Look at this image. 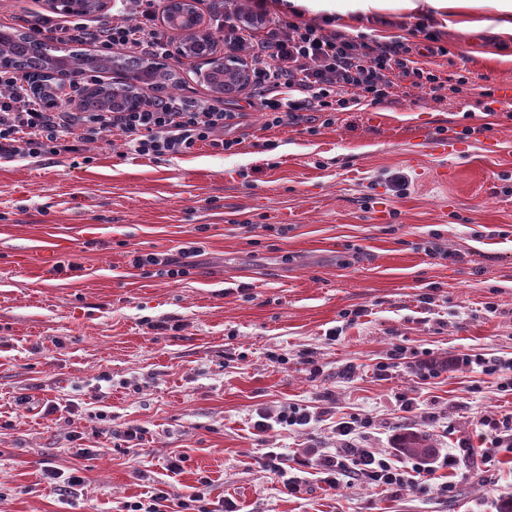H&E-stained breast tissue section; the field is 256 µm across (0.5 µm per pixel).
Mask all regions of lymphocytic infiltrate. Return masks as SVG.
<instances>
[{
    "instance_id": "obj_1",
    "label": "lymphocytic infiltrate",
    "mask_w": 512,
    "mask_h": 512,
    "mask_svg": "<svg viewBox=\"0 0 512 512\" xmlns=\"http://www.w3.org/2000/svg\"><path fill=\"white\" fill-rule=\"evenodd\" d=\"M156 0H113L112 18L94 28L85 21H66L56 30L61 42L98 45L101 52L119 47L127 53L167 56L166 40L155 28ZM254 11L227 9L218 22L231 52L250 57L248 85L252 102L263 114L264 125L310 123L321 119L334 124L335 115L364 105L389 101L396 78L410 79L413 86L442 88L440 73L423 66L412 46L400 40L370 44L364 36L326 31L317 23L281 21L264 23L265 0H255ZM248 118L240 109L216 99H183L143 96L132 111L78 112L47 103L43 94L26 87L23 77L0 71V159L15 157L79 156L92 145L119 134L131 153L158 159L193 153L209 147L236 154L242 140L233 131ZM196 247L180 248L177 255L134 254L133 268H156L171 279L190 275ZM357 421L337 422L341 448L332 452L310 450L287 458L276 451L265 454L264 467L277 475L288 495L300 494L306 470H317L329 487L355 480L378 488L429 487L408 469L393 466L369 450L355 447ZM208 479L188 496L173 499L165 487L127 503V512H210Z\"/></svg>"
}]
</instances>
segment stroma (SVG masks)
Here are the masks:
<instances>
[{
	"label": "stroma",
	"mask_w": 512,
	"mask_h": 512,
	"mask_svg": "<svg viewBox=\"0 0 512 512\" xmlns=\"http://www.w3.org/2000/svg\"><path fill=\"white\" fill-rule=\"evenodd\" d=\"M421 21L447 50L424 57L449 83L435 94L401 80L391 102L313 133L254 111L234 155L149 159L115 135L77 167L0 161V512H121L156 483L179 499L202 477L210 502L239 512H498L512 445L481 419L512 417V389L475 360L512 359V43L404 11L334 26L420 45ZM451 138L459 153H442ZM188 242L201 254L185 280L129 264ZM63 262L80 275L54 272ZM397 345L406 356L390 359ZM288 405L318 418L256 436ZM353 416L370 421L360 446L410 468L399 434L429 435L433 487L313 474L282 493L264 453L339 447L333 426ZM129 421L145 430L134 447ZM47 468L78 469L83 489L50 490Z\"/></svg>",
	"instance_id": "35a3bbf8"
}]
</instances>
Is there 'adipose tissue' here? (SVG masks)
<instances>
[{
	"label": "adipose tissue",
	"mask_w": 512,
	"mask_h": 512,
	"mask_svg": "<svg viewBox=\"0 0 512 512\" xmlns=\"http://www.w3.org/2000/svg\"><path fill=\"white\" fill-rule=\"evenodd\" d=\"M278 9L312 18L337 15L362 20L390 10L440 19L446 25L465 18L467 11L488 9L487 24L495 33L512 38V0H277Z\"/></svg>",
	"instance_id": "1"
}]
</instances>
